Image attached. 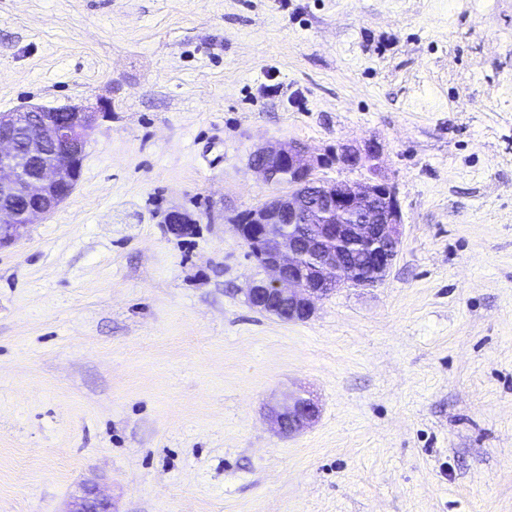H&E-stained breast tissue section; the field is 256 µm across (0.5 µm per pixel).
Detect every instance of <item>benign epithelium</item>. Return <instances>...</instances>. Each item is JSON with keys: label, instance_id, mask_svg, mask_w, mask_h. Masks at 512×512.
<instances>
[{"label": "benign epithelium", "instance_id": "1", "mask_svg": "<svg viewBox=\"0 0 512 512\" xmlns=\"http://www.w3.org/2000/svg\"><path fill=\"white\" fill-rule=\"evenodd\" d=\"M98 114L77 105L0 113V191L20 199L16 207H0V248L74 191ZM378 157L370 144L362 152L345 147L317 157L290 142L254 152L252 166L264 182L277 186L286 180L289 191L243 213L235 224L267 274L247 289L253 308L283 320L308 318L316 301L335 289L382 280L397 255L403 224L394 186L379 175L363 183L312 177L315 168L335 161L353 167ZM166 223L178 235L193 231L177 211ZM353 245L366 247L355 259L347 254ZM318 414L314 399L295 397L274 410L271 421L278 430L292 432ZM66 512H112V504L90 491Z\"/></svg>", "mask_w": 512, "mask_h": 512}]
</instances>
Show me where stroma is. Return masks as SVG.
Returning <instances> with one entry per match:
<instances>
[{"label":"stroma","mask_w":512,"mask_h":512,"mask_svg":"<svg viewBox=\"0 0 512 512\" xmlns=\"http://www.w3.org/2000/svg\"><path fill=\"white\" fill-rule=\"evenodd\" d=\"M77 104L75 190L0 249V512H512V0H0V113ZM288 141L378 145L403 218L303 321L234 227ZM319 414V406L312 398L295 397L271 415L272 424L282 432H292L313 423ZM66 512H112V504L90 491L85 496L75 498Z\"/></svg>","instance_id":"35a3bbf8"}]
</instances>
